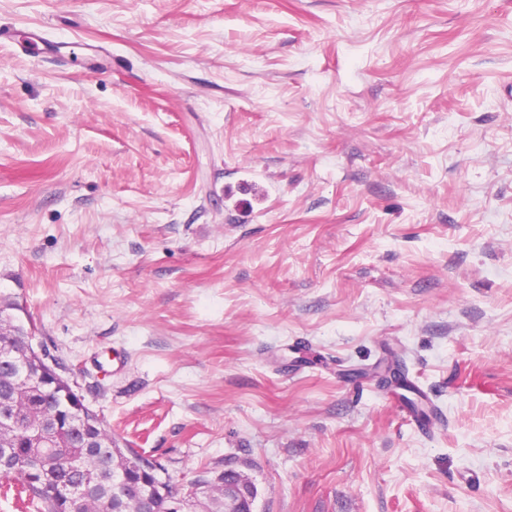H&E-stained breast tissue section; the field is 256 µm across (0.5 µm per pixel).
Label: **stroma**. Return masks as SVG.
<instances>
[{
	"mask_svg": "<svg viewBox=\"0 0 512 512\" xmlns=\"http://www.w3.org/2000/svg\"><path fill=\"white\" fill-rule=\"evenodd\" d=\"M0 293L173 483L512 512V0H0Z\"/></svg>",
	"mask_w": 512,
	"mask_h": 512,
	"instance_id": "1",
	"label": "stroma"
}]
</instances>
